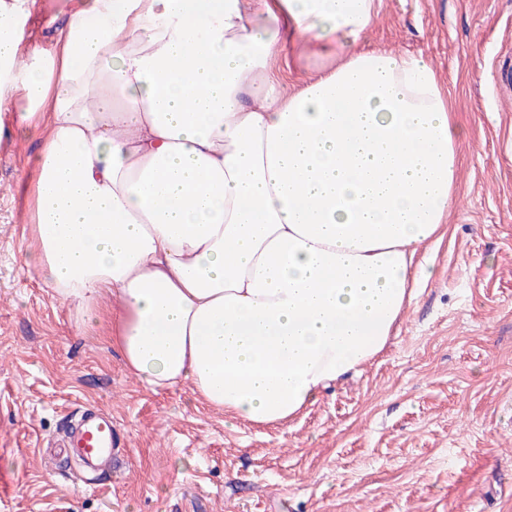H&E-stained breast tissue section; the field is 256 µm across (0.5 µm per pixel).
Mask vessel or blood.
<instances>
[{
    "label": "vessel or blood",
    "mask_w": 512,
    "mask_h": 512,
    "mask_svg": "<svg viewBox=\"0 0 512 512\" xmlns=\"http://www.w3.org/2000/svg\"><path fill=\"white\" fill-rule=\"evenodd\" d=\"M67 445L84 460L111 465L119 451L111 411L102 407L84 409L73 421Z\"/></svg>",
    "instance_id": "1"
}]
</instances>
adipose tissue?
<instances>
[{
  "label": "adipose tissue",
  "mask_w": 512,
  "mask_h": 512,
  "mask_svg": "<svg viewBox=\"0 0 512 512\" xmlns=\"http://www.w3.org/2000/svg\"><path fill=\"white\" fill-rule=\"evenodd\" d=\"M0 0V120L47 113L25 258L151 390L284 424L387 346L433 272L463 133L376 0H77L51 47ZM333 65L287 92L281 32ZM26 108H18L17 99Z\"/></svg>",
  "instance_id": "adipose-tissue-1"
}]
</instances>
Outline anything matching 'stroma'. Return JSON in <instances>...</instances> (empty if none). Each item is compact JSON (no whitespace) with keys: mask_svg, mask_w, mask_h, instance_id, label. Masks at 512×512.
Listing matches in <instances>:
<instances>
[{"mask_svg":"<svg viewBox=\"0 0 512 512\" xmlns=\"http://www.w3.org/2000/svg\"><path fill=\"white\" fill-rule=\"evenodd\" d=\"M308 39L272 62L286 87L328 68ZM366 48L423 55L466 135L442 237L386 349L290 422L256 427L154 392L84 332L23 257L42 123L0 136V512H512V0H379ZM111 410L123 454L81 472L69 415Z\"/></svg>","mask_w":512,"mask_h":512,"instance_id":"stroma-1","label":"stroma"}]
</instances>
